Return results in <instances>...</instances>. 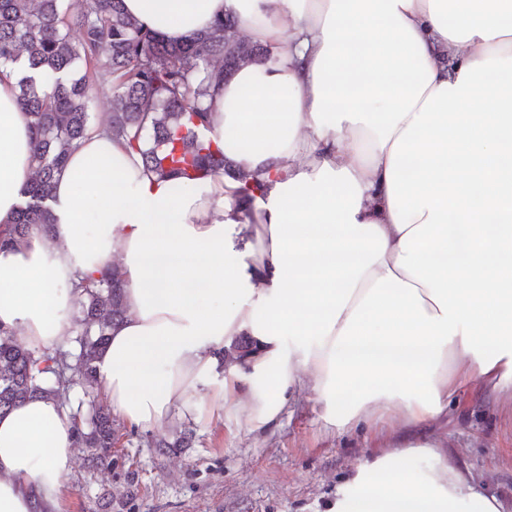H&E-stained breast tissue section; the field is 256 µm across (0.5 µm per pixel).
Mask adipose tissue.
I'll return each instance as SVG.
<instances>
[{
    "instance_id": "obj_1",
    "label": "adipose tissue",
    "mask_w": 512,
    "mask_h": 512,
    "mask_svg": "<svg viewBox=\"0 0 512 512\" xmlns=\"http://www.w3.org/2000/svg\"><path fill=\"white\" fill-rule=\"evenodd\" d=\"M123 6L176 40L231 17L270 48L205 100L234 172L172 196L94 125L55 178L52 230L0 249V327L53 350L74 333L75 283L116 262L127 317L96 368L131 426L216 403L259 431L304 388L339 431L384 409L427 424L472 387L512 407V0ZM24 73L0 67V224L32 170ZM247 176L264 184L251 197ZM244 334L248 371L205 392ZM74 444L57 399L1 415L0 512H53ZM502 508L436 437L361 463L333 512Z\"/></svg>"
}]
</instances>
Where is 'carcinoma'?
<instances>
[{"mask_svg":"<svg viewBox=\"0 0 512 512\" xmlns=\"http://www.w3.org/2000/svg\"><path fill=\"white\" fill-rule=\"evenodd\" d=\"M270 51L243 38L225 19L182 42H173L126 12L122 0H0V66L24 58L50 84L19 80L18 101L28 119L32 170L22 200L0 245L53 224L49 200L55 174L92 125L94 99L111 92L108 129L137 151L145 167L174 178V193L192 180L230 169L224 149L207 136L212 112L204 99L240 65L262 64ZM126 282L114 264L99 279L75 286L83 318L75 351L39 352L0 329V413L31 398L53 397L71 406L79 386H98L95 360L109 330L126 316ZM252 350L247 336L222 353L240 365ZM75 446L92 468H111L116 434L112 416L95 401L72 411Z\"/></svg>","mask_w":512,"mask_h":512,"instance_id":"cac0c4a2","label":"carcinoma"}]
</instances>
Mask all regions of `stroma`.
Instances as JSON below:
<instances>
[{
  "label": "stroma",
  "instance_id": "stroma-1",
  "mask_svg": "<svg viewBox=\"0 0 512 512\" xmlns=\"http://www.w3.org/2000/svg\"><path fill=\"white\" fill-rule=\"evenodd\" d=\"M118 463L89 468L75 454L64 477L57 512H99L102 495L112 512H329L358 465L376 455L383 438L406 428L383 412L377 425L340 432L327 428L316 396L299 393L278 425L247 432L212 407L195 420L155 430L116 422ZM192 433L189 447L157 454L152 442ZM443 435L463 464L512 512V412L480 389L462 392L440 420L419 428Z\"/></svg>",
  "mask_w": 512,
  "mask_h": 512
}]
</instances>
